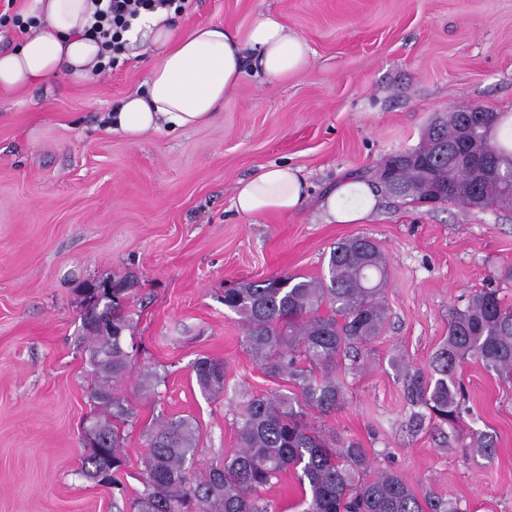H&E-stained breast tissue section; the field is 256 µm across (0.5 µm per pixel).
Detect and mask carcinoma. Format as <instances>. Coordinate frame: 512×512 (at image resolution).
I'll list each match as a JSON object with an SVG mask.
<instances>
[{
  "label": "carcinoma",
  "instance_id": "1",
  "mask_svg": "<svg viewBox=\"0 0 512 512\" xmlns=\"http://www.w3.org/2000/svg\"><path fill=\"white\" fill-rule=\"evenodd\" d=\"M498 113L468 106L434 119L420 143L394 153L366 171L384 193L404 203L512 207V152L494 142ZM465 151L441 157L438 144ZM387 280L386 260L369 237L345 238L330 250L319 277L282 275L248 280L224 289V307L244 328V347L266 375L286 378V394L242 393L237 413L236 448L224 462L201 475L190 473L198 427L189 417L154 419L144 461L145 489L125 501L126 512H277L260 493L289 467L308 484L301 512H460L456 505L409 484L395 471L368 476L369 457L360 443L338 439L311 422L345 405L344 376L359 367L358 347L381 335L386 309L379 299ZM108 321L112 322V380L100 378L101 326L83 323L80 346L91 367L89 397L112 391V431L82 457L89 479L112 465V487L122 484L126 466L121 427L135 417L122 393L133 372L125 332H133V312L125 281L114 280ZM467 360L512 379V304L496 288H483L449 313L448 337L430 361L431 374L406 373L408 398L428 413L415 412L410 426L424 420L455 426L464 389L457 376ZM205 395L226 389L224 360L203 357L194 366Z\"/></svg>",
  "mask_w": 512,
  "mask_h": 512
}]
</instances>
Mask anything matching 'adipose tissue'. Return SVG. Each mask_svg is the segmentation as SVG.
<instances>
[{"label": "adipose tissue", "mask_w": 512, "mask_h": 512, "mask_svg": "<svg viewBox=\"0 0 512 512\" xmlns=\"http://www.w3.org/2000/svg\"><path fill=\"white\" fill-rule=\"evenodd\" d=\"M33 9L44 24L17 49L0 53V91L47 83L62 73L79 82L92 79L99 52L97 42L85 35L95 10L92 0H33ZM124 38L130 56H153L142 89L124 97L104 118L110 132L131 140L205 125L247 71L275 84L304 71L311 59L303 38L265 14L241 37L214 25L183 34L172 13L158 10L141 16ZM304 186L297 169L264 166L238 182L232 206L243 216L293 213L305 203ZM375 204L370 186L346 179L327 195L323 208L329 220L358 224Z\"/></svg>", "instance_id": "1"}]
</instances>
